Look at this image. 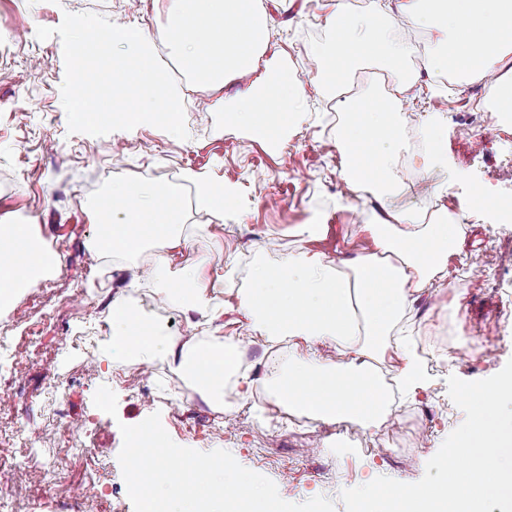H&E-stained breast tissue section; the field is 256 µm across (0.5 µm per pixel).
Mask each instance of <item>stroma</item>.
Segmentation results:
<instances>
[{
    "mask_svg": "<svg viewBox=\"0 0 512 512\" xmlns=\"http://www.w3.org/2000/svg\"><path fill=\"white\" fill-rule=\"evenodd\" d=\"M327 3L257 0L268 16L270 51L287 52L308 94L303 121L272 149L225 124L215 105L220 97L234 101L243 83L219 92L194 84L164 43L155 57L184 91L186 135L152 124L129 130L103 119L70 121L74 91L94 104L119 97L120 82H88L79 70L84 55L96 54L101 68L111 57V50H95L97 36L115 21L156 34L171 0H0V225H31L58 257L53 271L35 274L0 313V512H58L72 490L80 494V512H134L118 461L120 427L154 413L178 445L229 451L270 478L285 501L323 495L345 512L342 490L379 476L406 483L423 477L427 461L465 419L448 395L449 376L481 380L512 359V222L494 210L460 207L476 188L493 199L512 197V167L499 165L512 153V135L489 112L483 136L449 133L447 167L430 166L424 148L394 158L393 173L407 187L399 206L436 204L462 226L449 287L422 293L403 322L404 335L429 361L431 384L397 398L394 417L372 430L327 424L273 398L271 367L287 370L303 349L251 337L238 297L251 284L256 259L277 267L288 254L310 251L346 262L373 246L363 225L384 217L375 197L350 190L343 179L346 114L316 79V59L332 39ZM436 47L435 35L421 32L404 63L416 82L400 89L410 101L400 136L423 133L431 120L447 124L469 100L471 84L451 91L429 78L427 59ZM189 169L234 187L223 218L197 206L195 188L183 178ZM126 183L141 195L117 204L124 219L136 220L167 195L178 199L179 247L149 241L133 253L95 250L104 221L99 204ZM302 224L324 231L301 236ZM162 257L166 266L149 276ZM193 268L212 308L207 316L161 294L180 287ZM116 299L154 316L176 350L238 342L250 356L252 387L228 378L223 395L209 399L176 362L114 350L106 315Z\"/></svg>",
    "mask_w": 512,
    "mask_h": 512,
    "instance_id": "35a3bbf8",
    "label": "stroma"
}]
</instances>
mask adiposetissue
I'll use <instances>...</instances> for the list:
<instances>
[{"label":"adipose tissue","instance_id":"ef3b65f1","mask_svg":"<svg viewBox=\"0 0 512 512\" xmlns=\"http://www.w3.org/2000/svg\"><path fill=\"white\" fill-rule=\"evenodd\" d=\"M398 7L415 29L440 36L428 59L431 76L441 79L453 72L469 80L493 78V110L500 121L511 124L512 79L500 71L512 56V0H398ZM392 19L389 6L363 16L337 0L326 18L332 40L322 55L329 90L342 88L364 61L405 84L402 61L411 43L387 39ZM269 36L265 14L255 0H179L153 39L136 25L112 24L105 32L119 49L111 58L112 76L134 78L141 104L135 109L102 106L97 114L130 127L159 123L171 134H182L184 94L152 62L156 43L162 40L196 83L219 90L228 82L247 80V92L225 106L224 121L278 146L301 120L306 92L290 70L286 53H268ZM342 107L347 114L340 140L346 157L343 177L353 190H371L381 204H389L405 192L392 172L405 104L398 98L366 96L344 100ZM184 178L196 189L198 207L223 217L231 190L192 170ZM180 222L178 202L169 197L159 209L145 212L135 226L121 221L104 225L94 246L102 253L116 245L132 253L144 242L160 240L174 249L180 244ZM365 230L376 250L351 262L352 278H345L318 252L289 254L275 268L259 259L239 306L255 337L268 344L288 339L306 349L272 387L276 402L327 423L351 419L371 430L394 413L393 401L372 369L375 358L390 351L398 355L397 379L404 392H416L428 383L426 362L394 329L413 294L447 277L461 227L447 213L425 224L417 213L401 211L391 221L366 225ZM3 241L9 248L0 249V268L11 274L0 280V312L11 307L15 293L34 273L58 264L55 253L36 243L30 225L1 224ZM108 316L114 346L147 360L173 356V345L159 331L137 326L123 301H113ZM327 348L335 351V360L325 358ZM238 349L231 341L198 348L183 356L182 363L205 393L216 396L225 376L237 372Z\"/></svg>","mask_w":512,"mask_h":512}]
</instances>
